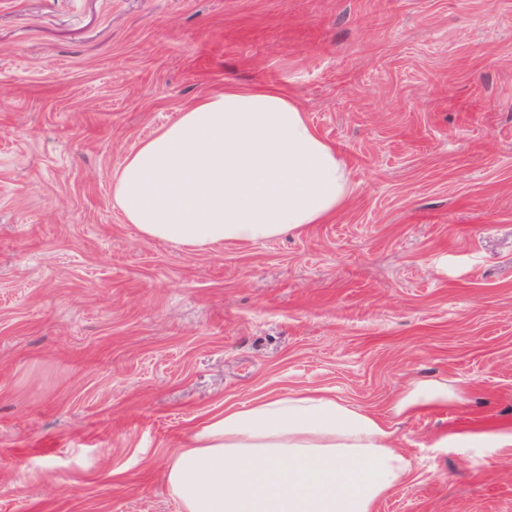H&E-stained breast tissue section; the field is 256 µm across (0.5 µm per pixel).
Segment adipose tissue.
<instances>
[{"mask_svg": "<svg viewBox=\"0 0 512 512\" xmlns=\"http://www.w3.org/2000/svg\"><path fill=\"white\" fill-rule=\"evenodd\" d=\"M350 195L338 150L292 96L229 80L142 142L112 184L142 235L201 250L323 223ZM412 469L373 415L294 392L213 416L164 477L179 512H374Z\"/></svg>", "mask_w": 512, "mask_h": 512, "instance_id": "ef3b65f1", "label": "adipose tissue"}]
</instances>
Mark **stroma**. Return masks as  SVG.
Segmentation results:
<instances>
[{
  "instance_id": "1",
  "label": "stroma",
  "mask_w": 512,
  "mask_h": 512,
  "mask_svg": "<svg viewBox=\"0 0 512 512\" xmlns=\"http://www.w3.org/2000/svg\"><path fill=\"white\" fill-rule=\"evenodd\" d=\"M336 144L347 206L267 242L143 236L127 155L225 79ZM458 400L395 414L412 384ZM323 390L414 472L376 512H512V0H0V512H178L227 407Z\"/></svg>"
}]
</instances>
